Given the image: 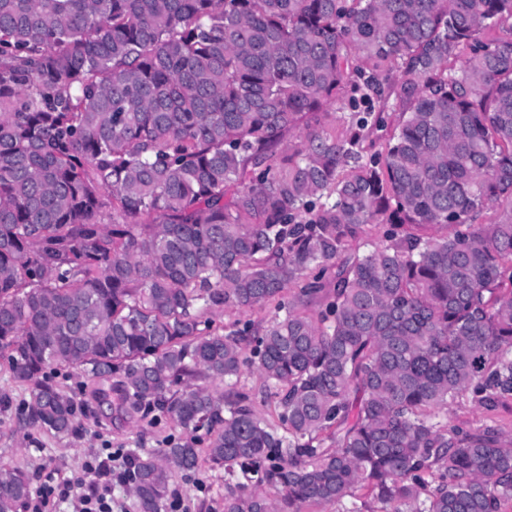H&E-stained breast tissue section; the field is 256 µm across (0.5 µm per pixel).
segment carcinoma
I'll return each mask as SVG.
<instances>
[{
  "mask_svg": "<svg viewBox=\"0 0 512 512\" xmlns=\"http://www.w3.org/2000/svg\"><path fill=\"white\" fill-rule=\"evenodd\" d=\"M0 356L55 435L61 366L204 432L129 451L140 512L204 459L224 512H503L512 434L429 411L512 396V0H0ZM384 230L385 228L383 226H377V224L369 225L366 230L368 236L350 242L346 254H361L372 248L371 243L381 246L386 245L388 242L384 238ZM274 304L255 307L253 309L243 311H221L213 315L216 326H224V332L233 329V325L237 322H252L255 325H266L273 316ZM235 388L249 394L253 406L265 421L277 429L279 433H285L287 426L279 420L275 411V403L267 396L266 384L254 367H244Z\"/></svg>",
  "mask_w": 512,
  "mask_h": 512,
  "instance_id": "1",
  "label": "carcinoma"
}]
</instances>
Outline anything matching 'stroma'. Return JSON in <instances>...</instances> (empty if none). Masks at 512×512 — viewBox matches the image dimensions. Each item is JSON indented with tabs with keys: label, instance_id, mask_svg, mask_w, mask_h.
<instances>
[{
	"label": "stroma",
	"instance_id": "obj_1",
	"mask_svg": "<svg viewBox=\"0 0 512 512\" xmlns=\"http://www.w3.org/2000/svg\"><path fill=\"white\" fill-rule=\"evenodd\" d=\"M236 388L250 395L267 423L278 432H285L266 384L255 368L244 367ZM3 395L9 396L10 403L0 406V464L27 471L36 489L81 476L85 461L101 449L158 448L167 439L187 436L181 427L150 416H138L125 425L114 426L112 408L106 401L95 405L93 414L78 416L75 433L62 436L45 432L25 423L28 391L14 381L7 361L0 359V396ZM438 417L474 427L495 425L512 433V399L503 400L490 413L465 393L448 408L439 410ZM224 479L223 469L206 463L194 474H175L170 491L178 503L176 512H224Z\"/></svg>",
	"mask_w": 512,
	"mask_h": 512
}]
</instances>
